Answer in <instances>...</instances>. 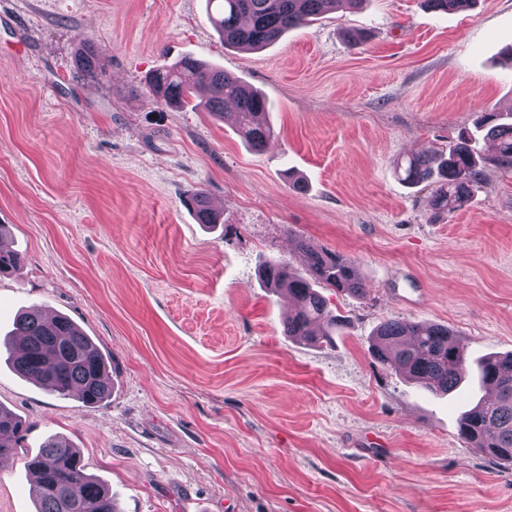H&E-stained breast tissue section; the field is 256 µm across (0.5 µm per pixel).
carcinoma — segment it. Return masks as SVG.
<instances>
[{
    "label": "carcinoma",
    "mask_w": 512,
    "mask_h": 512,
    "mask_svg": "<svg viewBox=\"0 0 512 512\" xmlns=\"http://www.w3.org/2000/svg\"><path fill=\"white\" fill-rule=\"evenodd\" d=\"M346 2L355 7L363 0H220L213 18L224 42L246 51H257L277 41L310 18ZM439 12L459 11L476 0H425ZM78 66L89 74L100 69L99 54L89 41L80 40ZM150 91L167 105H183L195 93L206 95L207 107L224 115V105H236L239 133L255 149L272 136L264 122L266 99L236 75L224 69L182 58L152 72L146 80ZM496 142L498 162L512 167V112H487L477 133H463L448 147V157L437 160L412 153L396 164V172L409 185L430 187L429 220L432 222L464 207L472 187L480 180L476 168L479 138ZM197 221L216 224L220 215L210 208L204 193L187 201ZM307 275L289 269L280 260L263 264L262 276L269 288L288 293L293 309L285 332L310 343L329 342L345 320L333 313L317 288L361 295L366 281L355 262L336 252L319 249L304 240ZM22 266L21 255L0 249V277L13 276ZM19 376L31 380L52 395L78 396L87 406L102 403L112 393V377L100 348L65 315L48 317L31 309L18 315L11 337L0 342ZM372 358L412 384L435 394L457 389L468 373L464 348L446 326L394 319L379 326L370 345ZM481 385L494 392L491 400H479L461 418L460 436L483 455L512 463V354L489 356L477 364ZM24 424L0 406V456L20 447ZM27 466L36 471L33 486L36 512H119L109 490L86 471L80 452L67 440L52 436Z\"/></svg>",
    "instance_id": "carcinoma-1"
}]
</instances>
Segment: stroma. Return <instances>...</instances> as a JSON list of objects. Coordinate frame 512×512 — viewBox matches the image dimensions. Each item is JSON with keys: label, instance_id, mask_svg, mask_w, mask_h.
Wrapping results in <instances>:
<instances>
[{"label": "stroma", "instance_id": "35a3bbf8", "mask_svg": "<svg viewBox=\"0 0 512 512\" xmlns=\"http://www.w3.org/2000/svg\"><path fill=\"white\" fill-rule=\"evenodd\" d=\"M208 11L0 0V242L24 256L0 279V339L20 310L66 315L112 377L87 406L0 356V406L27 425L0 467V512H35L26 462L51 435L121 512H512V464L458 434L477 382L436 396L369 352L391 318L448 325L470 361L512 352V168L484 144L479 188L434 223L428 191L394 173L512 109V0H367L259 52L225 46ZM83 37L102 76L76 64ZM186 56L267 98L261 151L233 118L150 92L147 76ZM198 191L223 223L186 208ZM302 239L367 280L359 297L323 289L349 322L330 346L285 335L288 296L258 276L269 258L304 267Z\"/></svg>", "mask_w": 512, "mask_h": 512}]
</instances>
